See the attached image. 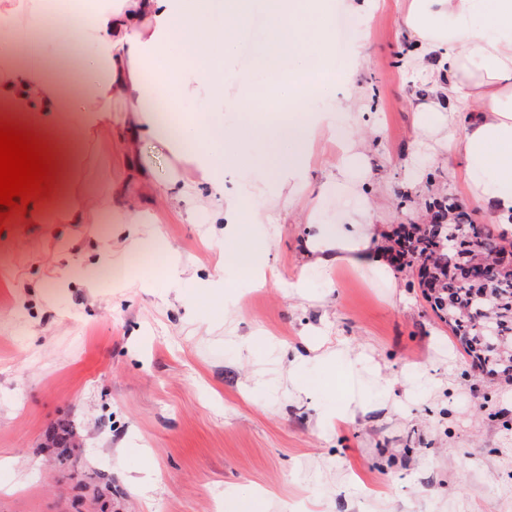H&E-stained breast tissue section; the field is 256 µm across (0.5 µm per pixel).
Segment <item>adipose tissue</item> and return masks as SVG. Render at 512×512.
Returning <instances> with one entry per match:
<instances>
[{
    "instance_id": "obj_1",
    "label": "adipose tissue",
    "mask_w": 512,
    "mask_h": 512,
    "mask_svg": "<svg viewBox=\"0 0 512 512\" xmlns=\"http://www.w3.org/2000/svg\"><path fill=\"white\" fill-rule=\"evenodd\" d=\"M329 0H88L75 21L47 23L25 0H0V25L12 43L0 53V120L34 132L55 162L52 191L68 196L61 208L34 197L13 209L12 224H96L112 212L114 223L133 230L137 211L107 209L73 195L75 173L89 141L117 133L126 158L154 142L185 160L190 171L173 173L165 199L187 219L205 210L224 227V261L240 273L239 287L277 285L283 274L265 258L262 244L247 240L244 221L263 223L266 209L305 204L308 234L302 241L307 268L331 280L347 263L392 275L383 231L365 191V137L351 95V128L331 182L350 181L355 205L345 223H317L319 198L308 197L310 159L318 135L331 131L330 113L309 99L335 89L336 38ZM402 26L416 46L407 69L428 86L411 103L413 127L432 151L461 155V180L470 200L512 233V0H402ZM251 32V76L231 64ZM91 50V78L68 87L53 65L31 47L34 37ZM268 100L254 102L253 77ZM202 99L198 112L169 125L155 103ZM72 128L73 144L58 132ZM276 150L267 169L256 155ZM276 179L275 197L257 200L259 186Z\"/></svg>"
}]
</instances>
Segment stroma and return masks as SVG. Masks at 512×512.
<instances>
[{
  "label": "stroma",
  "mask_w": 512,
  "mask_h": 512,
  "mask_svg": "<svg viewBox=\"0 0 512 512\" xmlns=\"http://www.w3.org/2000/svg\"><path fill=\"white\" fill-rule=\"evenodd\" d=\"M353 93L367 132L375 221L423 224L426 202L468 204L461 156L424 154L404 74L410 43L398 0H377ZM129 174L117 138L91 142L76 189L136 209L129 241L101 224H8L0 230V512H230L244 492L264 512H512V380L470 366L411 270L392 282L340 265L333 287L291 283L306 258L298 208L249 224L284 274L241 288L224 265V227L188 223L159 188L179 164L159 144ZM422 171L412 185L413 171ZM222 295L212 311L188 289ZM312 343L319 387L294 393L290 361ZM344 344L380 374L321 363ZM359 400L355 419H325ZM71 424L72 469L48 438Z\"/></svg>",
  "instance_id": "obj_1"
}]
</instances>
